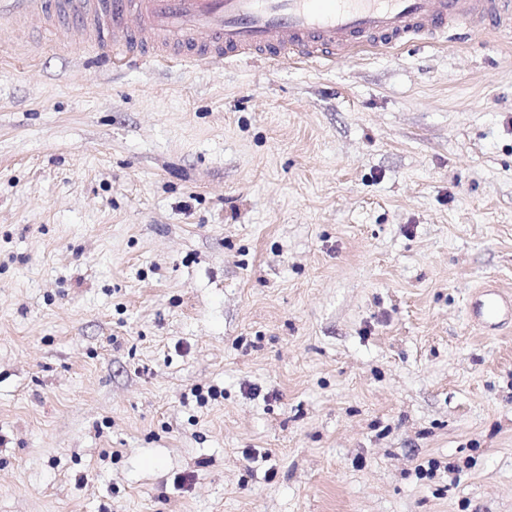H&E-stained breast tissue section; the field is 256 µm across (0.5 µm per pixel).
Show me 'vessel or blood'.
Returning <instances> with one entry per match:
<instances>
[{"label": "vessel or blood", "mask_w": 512, "mask_h": 512, "mask_svg": "<svg viewBox=\"0 0 512 512\" xmlns=\"http://www.w3.org/2000/svg\"><path fill=\"white\" fill-rule=\"evenodd\" d=\"M47 26L64 19L81 43L122 60L191 62L335 58L362 48L431 40L463 24L512 28V0H22ZM471 319L512 320V294L489 285Z\"/></svg>", "instance_id": "vessel-or-blood-1"}]
</instances>
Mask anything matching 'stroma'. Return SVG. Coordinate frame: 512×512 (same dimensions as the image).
<instances>
[{"label":"stroma","instance_id":"obj_1","mask_svg":"<svg viewBox=\"0 0 512 512\" xmlns=\"http://www.w3.org/2000/svg\"><path fill=\"white\" fill-rule=\"evenodd\" d=\"M489 284L512 28L116 64L0 6V512H512ZM471 319L479 325L496 327L502 322H512V294L492 285L482 288L469 308Z\"/></svg>","mask_w":512,"mask_h":512}]
</instances>
